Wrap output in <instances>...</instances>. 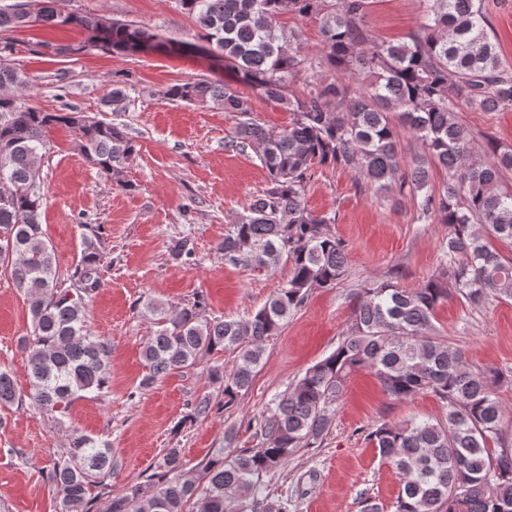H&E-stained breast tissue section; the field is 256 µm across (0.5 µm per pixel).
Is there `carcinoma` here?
Listing matches in <instances>:
<instances>
[{
  "label": "carcinoma",
  "instance_id": "obj_1",
  "mask_svg": "<svg viewBox=\"0 0 512 512\" xmlns=\"http://www.w3.org/2000/svg\"><path fill=\"white\" fill-rule=\"evenodd\" d=\"M423 22L409 40L374 43L366 18L369 0H178L201 30L203 51L236 69L257 94L288 107L291 121L273 132L252 117L251 100L221 80L177 83L170 99L210 101L239 116L231 143L255 151L269 185L252 197L218 249L224 263L275 271L288 278L247 319L209 318L201 300L172 313L145 304L155 330L143 350L150 374L142 385L173 370L194 366L200 355L236 352L230 373L210 379L222 386L219 400L205 395L191 416L205 419L233 407L260 367L266 342L279 334L315 288H333L346 276V245L335 219L306 207L305 191L317 167L355 171L368 184L408 190L419 220L448 225L443 266L419 287L406 290L384 280L358 289L348 334L327 357L309 366L277 395L256 420V450L212 459L202 477H185L181 449L169 448L156 478L111 500L107 512H232L242 492L251 512H286L269 499L264 475L285 465L299 448L322 444L332 411L350 376L371 371L389 396L407 399L430 392L447 407L444 419L384 422L369 440L400 475L394 512H512V448L505 446V411L494 388L501 374L476 371L433 323L437 307L457 294L473 305L512 298V257L492 248L486 235L512 242V192L502 189L512 151L491 148L481 158L457 113L496 112L512 106V68L505 65L480 0H421ZM57 0H24L0 7V33L40 25H75L86 34L78 45L57 46L58 55L90 49L129 52L155 48L150 29L102 15H62ZM286 13L321 23L320 59L308 57L285 35ZM10 43L0 38V268L24 294L30 334L21 340L31 368L32 398L65 417L82 392L108 387L112 346L90 334L86 298L101 287V256L86 242L69 281L55 266L53 246L39 222L43 192L37 159L53 127L76 130L80 148L107 178L121 181L138 153L125 125L93 119L65 106L47 112L26 102L27 73L7 62ZM326 67L341 74L328 80ZM302 78L303 90L290 92ZM127 93L113 84L104 106L126 109ZM415 142L405 161L393 117ZM446 173L443 186L428 189L429 172ZM18 401L13 380L0 369V405ZM112 473V448L90 435L53 462L51 482L60 512H92L91 487Z\"/></svg>",
  "mask_w": 512,
  "mask_h": 512
}]
</instances>
